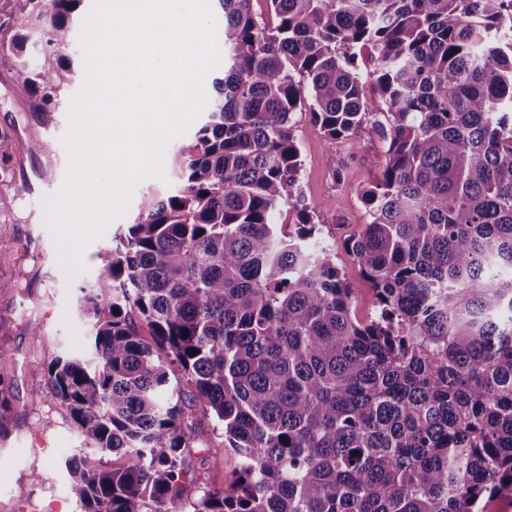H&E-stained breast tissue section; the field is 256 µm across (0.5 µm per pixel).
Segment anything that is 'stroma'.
Wrapping results in <instances>:
<instances>
[{"mask_svg":"<svg viewBox=\"0 0 512 512\" xmlns=\"http://www.w3.org/2000/svg\"><path fill=\"white\" fill-rule=\"evenodd\" d=\"M81 26L74 21L57 37L43 25L29 29L34 55H41L50 42L57 53L73 59V74L57 92L51 127L41 125L27 95L12 84L7 64L0 61V129L12 130L15 142L7 174L0 178V192L15 198L11 210L0 212V376L9 382L13 404L7 428L0 433V512H83L69 494L64 462L85 443L48 387L45 368L57 357L86 352L91 324L77 302L81 287L94 280L128 225L180 183L178 170L170 164L165 180H144L125 216L84 250V271L67 277L44 223L43 200L60 188L66 170L60 137L67 126L69 100L84 78ZM295 136L302 155L301 197L315 222L325 226L317 245L334 254L353 290L357 317L367 319L375 310L374 293L345 243L367 222L361 194L378 176L384 148L368 125L351 141L326 140L306 111L296 115ZM34 326L41 329L40 339L30 335ZM196 438L187 454L191 472L204 473L209 487H227L239 459L226 449L211 417L199 416Z\"/></svg>","mask_w":512,"mask_h":512,"instance_id":"stroma-1","label":"stroma"}]
</instances>
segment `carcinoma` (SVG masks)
I'll list each match as a JSON object with an SVG mask.
<instances>
[{
  "label": "carcinoma",
  "instance_id": "obj_1",
  "mask_svg": "<svg viewBox=\"0 0 512 512\" xmlns=\"http://www.w3.org/2000/svg\"><path fill=\"white\" fill-rule=\"evenodd\" d=\"M83 0H0V53L45 123L68 59H28ZM224 73L176 155L179 189L112 250L78 304L95 332L46 367L93 448L69 464L85 512H486L512 500V0H217ZM369 50L368 79L359 57ZM372 82L385 106L367 97ZM329 141L364 124L385 160L346 251L366 321L298 207L295 116ZM240 458L188 478L194 415ZM131 456L121 469L98 454Z\"/></svg>",
  "mask_w": 512,
  "mask_h": 512
}]
</instances>
